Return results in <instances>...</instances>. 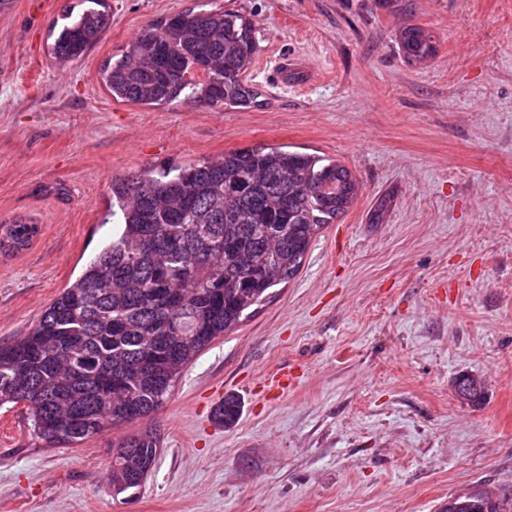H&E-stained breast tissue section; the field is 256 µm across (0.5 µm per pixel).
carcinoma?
Returning <instances> with one entry per match:
<instances>
[{
  "instance_id": "cac0c4a2",
  "label": "carcinoma",
  "mask_w": 512,
  "mask_h": 512,
  "mask_svg": "<svg viewBox=\"0 0 512 512\" xmlns=\"http://www.w3.org/2000/svg\"><path fill=\"white\" fill-rule=\"evenodd\" d=\"M110 19L106 10L83 11L59 31L54 55L80 59ZM400 42L409 62L429 50L417 26ZM256 50L255 28L238 12H177L143 28L105 67V83L118 102L246 108L257 99L245 82ZM349 176L334 161L258 145L112 179L105 223L116 217L119 229L27 334L0 344V407L27 400L32 435L54 447L127 421L132 406L150 417L198 353L268 289L296 277L313 238L351 204L333 189ZM37 231L0 224V250L24 247ZM454 386L463 403L485 397L473 379L457 377ZM240 413L227 397L214 416L230 426ZM160 447L152 428L113 443L112 491L139 489ZM455 497L441 512H475L478 495Z\"/></svg>"
}]
</instances>
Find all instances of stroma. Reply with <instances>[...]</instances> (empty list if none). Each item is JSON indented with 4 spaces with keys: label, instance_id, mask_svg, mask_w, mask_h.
<instances>
[{
    "label": "stroma",
    "instance_id": "stroma-1",
    "mask_svg": "<svg viewBox=\"0 0 512 512\" xmlns=\"http://www.w3.org/2000/svg\"><path fill=\"white\" fill-rule=\"evenodd\" d=\"M79 61L56 22L86 0L0 8V343L24 335L112 234V178L253 145L336 160L357 196L180 374L149 418L68 448L36 447L0 408V512H439L485 486L512 498V0H108ZM204 5L252 18L259 103L113 100L102 72L149 23ZM436 52L408 63L402 31ZM305 75L277 82L280 55ZM380 221H373L375 209ZM291 374L274 392L265 376ZM486 397L460 402L457 375ZM241 402L232 427L213 412ZM162 439L143 486H107L112 444ZM38 227L34 224L14 222V224H0V250H18L27 245L37 233Z\"/></svg>",
    "mask_w": 512,
    "mask_h": 512
}]
</instances>
